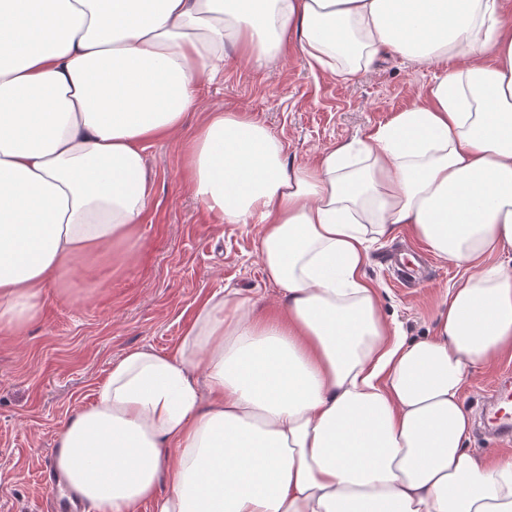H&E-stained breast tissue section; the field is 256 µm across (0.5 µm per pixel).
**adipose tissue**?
<instances>
[{"instance_id": "adipose-tissue-1", "label": "adipose tissue", "mask_w": 512, "mask_h": 512, "mask_svg": "<svg viewBox=\"0 0 512 512\" xmlns=\"http://www.w3.org/2000/svg\"><path fill=\"white\" fill-rule=\"evenodd\" d=\"M352 75L447 62L423 105L288 166L242 112L189 140L193 196L259 220L284 308L213 293L175 355L112 362L56 438L60 489L93 512H512V455L464 443L462 391L512 355V25L500 0H0V332L35 319L77 256L130 239L149 140L240 59ZM409 227L469 267L434 335L406 340L365 279L369 239ZM168 493H160V483Z\"/></svg>"}]
</instances>
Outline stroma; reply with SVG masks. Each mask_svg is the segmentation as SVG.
I'll list each match as a JSON object with an SVG mask.
<instances>
[{
  "label": "stroma",
  "mask_w": 512,
  "mask_h": 512,
  "mask_svg": "<svg viewBox=\"0 0 512 512\" xmlns=\"http://www.w3.org/2000/svg\"><path fill=\"white\" fill-rule=\"evenodd\" d=\"M440 72L437 64L391 55L337 76L311 67L292 35L268 64L228 57L223 78L200 88V110L187 113L173 136L145 146L152 195L134 246L78 256L43 288L37 319L0 333V512H46L42 471L57 433L94 401L112 361L134 348L175 353L196 307L213 293L250 296L261 311L283 304L260 262L259 224L215 223L184 178V148L205 112H244L262 122L292 166L423 104ZM413 240L407 229L396 230L371 245L364 267L384 316L411 338L434 334L449 291L469 274L435 257L423 286L399 287L381 258ZM504 375L512 376L506 356L474 374L463 391L465 409L474 410Z\"/></svg>",
  "instance_id": "1"
}]
</instances>
